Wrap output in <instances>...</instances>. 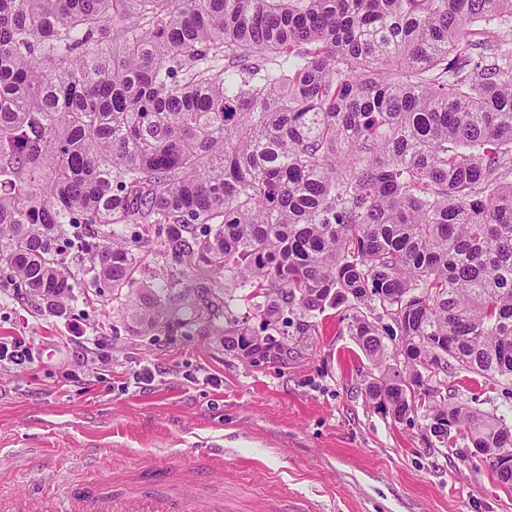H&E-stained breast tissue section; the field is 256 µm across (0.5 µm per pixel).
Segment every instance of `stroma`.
<instances>
[{"label":"stroma","instance_id":"35a3bbf8","mask_svg":"<svg viewBox=\"0 0 512 512\" xmlns=\"http://www.w3.org/2000/svg\"><path fill=\"white\" fill-rule=\"evenodd\" d=\"M62 312L0 290V336H24L34 360L0 369V496L39 483L104 478L110 468L190 464L200 445L224 448L222 488L234 512H267L288 497L309 512H512L471 444L452 432L439 444L423 413L398 420L369 400L379 372L350 330L346 306L291 321L288 357L254 364L212 336H135L111 296L78 289ZM112 339L110 379L66 382L77 365L71 325ZM151 367L145 384L133 377ZM219 386L203 383V375ZM448 399L505 416L512 389L461 371ZM98 445L99 467L83 462Z\"/></svg>","mask_w":512,"mask_h":512}]
</instances>
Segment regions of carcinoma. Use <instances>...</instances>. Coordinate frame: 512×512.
<instances>
[{"instance_id":"carcinoma-1","label":"carcinoma","mask_w":512,"mask_h":512,"mask_svg":"<svg viewBox=\"0 0 512 512\" xmlns=\"http://www.w3.org/2000/svg\"><path fill=\"white\" fill-rule=\"evenodd\" d=\"M147 243L138 334L256 355L290 314L379 309L405 369L353 316L368 397L512 449L433 398L457 365L512 381V0H0V283L61 308L133 287ZM379 326L387 327V335L384 334L383 341L386 346L385 356H386V365L397 368L398 370L404 369L405 364L403 360V356L398 352L400 345V336L399 332L396 329V326L387 318H384ZM396 332V336H395ZM394 335V336H392Z\"/></svg>"}]
</instances>
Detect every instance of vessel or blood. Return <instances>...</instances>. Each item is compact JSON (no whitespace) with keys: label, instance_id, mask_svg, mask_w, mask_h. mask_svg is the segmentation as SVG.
I'll list each match as a JSON object with an SVG mask.
<instances>
[{"label":"vessel or blood","instance_id":"1","mask_svg":"<svg viewBox=\"0 0 512 512\" xmlns=\"http://www.w3.org/2000/svg\"><path fill=\"white\" fill-rule=\"evenodd\" d=\"M224 450L213 445L184 473L156 475V490H112L104 487L65 489L49 495L33 489L0 503V512H229L222 494L209 485Z\"/></svg>","mask_w":512,"mask_h":512}]
</instances>
